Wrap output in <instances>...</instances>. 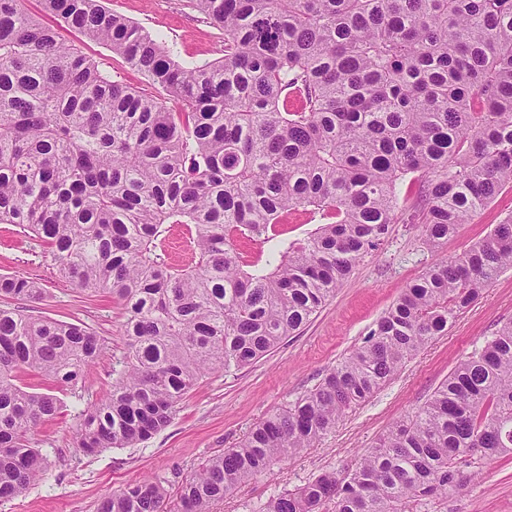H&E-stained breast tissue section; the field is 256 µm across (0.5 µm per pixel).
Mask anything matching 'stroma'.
Masks as SVG:
<instances>
[{"mask_svg": "<svg viewBox=\"0 0 512 512\" xmlns=\"http://www.w3.org/2000/svg\"><path fill=\"white\" fill-rule=\"evenodd\" d=\"M107 7L156 36L182 62L221 58L224 37L192 9L189 0H106ZM63 40L100 63L112 78L153 93L145 75L111 49L60 27ZM512 215V188L503 187L492 204L463 225L440 249L425 244L418 224H394L379 250L362 259L335 296L304 330L251 366L208 375L180 404L171 423L134 448H108L94 455L74 444L79 415L112 387V369L125 348L122 306L90 297L59 273L44 243L16 224H0V274L38 281L48 297L20 301L33 318L81 323L103 338L76 388L61 391L62 412L38 423L33 447L49 461L43 478L22 495L0 502V512H97L100 501L127 484L157 477L170 496L210 456L234 447L267 414L317 385L324 373L361 344L400 296L439 255L455 256L484 238L494 224ZM512 321V269L434 337L365 404L349 411L335 429L311 448L276 462L213 506V512H259L270 498L303 485L326 470L354 464L395 421L431 397L456 363L472 353L503 323ZM429 512H512V454L485 461L480 475Z\"/></svg>", "mask_w": 512, "mask_h": 512, "instance_id": "1", "label": "stroma"}]
</instances>
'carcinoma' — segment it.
Returning a JSON list of instances; mask_svg holds the SVG:
<instances>
[{
  "mask_svg": "<svg viewBox=\"0 0 512 512\" xmlns=\"http://www.w3.org/2000/svg\"><path fill=\"white\" fill-rule=\"evenodd\" d=\"M42 4L175 104L112 79L24 0H0V224L34 232L72 285L125 310L112 390L80 414L86 454L138 446L206 375L277 348L389 225L420 224L439 248L512 187V0H191L224 33V56L192 65L101 0ZM299 209L322 223L290 243L280 224ZM166 224L188 228L194 266L167 263ZM244 237L274 243L273 258L247 261ZM510 268L512 216L432 264L313 389L202 462L178 512H211L310 447ZM0 297L39 300L43 289L1 275ZM100 348L81 325L0 307V501L45 475L30 432L61 408L18 375L74 388ZM504 453L512 321L352 466L261 512H412ZM168 501L164 481L147 479L98 512H171Z\"/></svg>",
  "mask_w": 512,
  "mask_h": 512,
  "instance_id": "obj_1",
  "label": "carcinoma"
}]
</instances>
